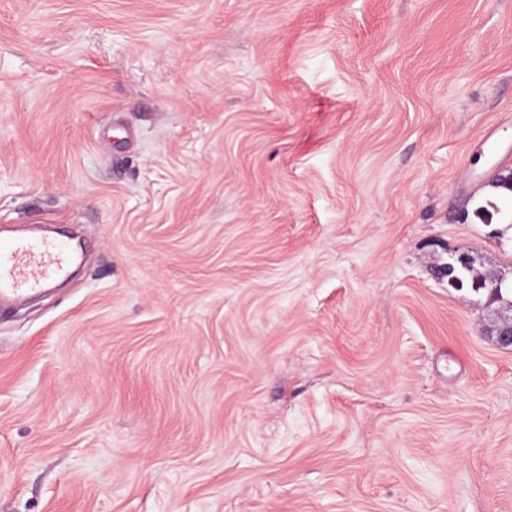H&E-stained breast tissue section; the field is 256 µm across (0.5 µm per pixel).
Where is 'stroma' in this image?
Returning a JSON list of instances; mask_svg holds the SVG:
<instances>
[{
    "label": "stroma",
    "mask_w": 512,
    "mask_h": 512,
    "mask_svg": "<svg viewBox=\"0 0 512 512\" xmlns=\"http://www.w3.org/2000/svg\"><path fill=\"white\" fill-rule=\"evenodd\" d=\"M508 173L512 0H0V512H512ZM75 251L48 236L0 241V297L20 300L63 277ZM494 336L495 343L502 349H512V314L502 312L492 323L488 331Z\"/></svg>",
    "instance_id": "1"
}]
</instances>
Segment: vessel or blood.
Listing matches in <instances>:
<instances>
[{
	"mask_svg": "<svg viewBox=\"0 0 512 512\" xmlns=\"http://www.w3.org/2000/svg\"><path fill=\"white\" fill-rule=\"evenodd\" d=\"M74 250L48 237L0 241V297L20 300L63 277L74 262Z\"/></svg>",
	"mask_w": 512,
	"mask_h": 512,
	"instance_id": "1",
	"label": "vessel or blood"
}]
</instances>
